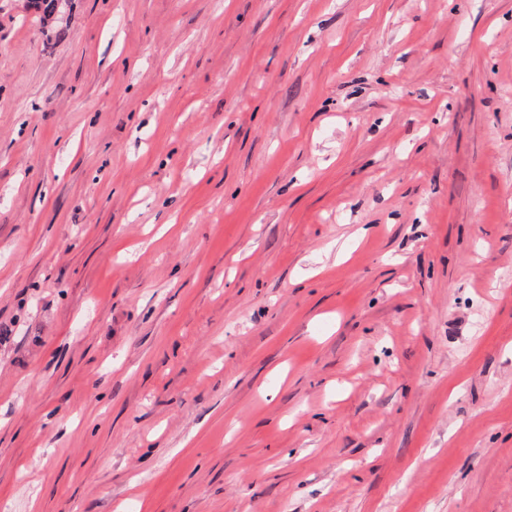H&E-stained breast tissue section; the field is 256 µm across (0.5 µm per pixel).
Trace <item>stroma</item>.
<instances>
[{
  "label": "stroma",
  "mask_w": 512,
  "mask_h": 512,
  "mask_svg": "<svg viewBox=\"0 0 512 512\" xmlns=\"http://www.w3.org/2000/svg\"><path fill=\"white\" fill-rule=\"evenodd\" d=\"M0 512H512V0H0Z\"/></svg>",
  "instance_id": "stroma-1"
}]
</instances>
